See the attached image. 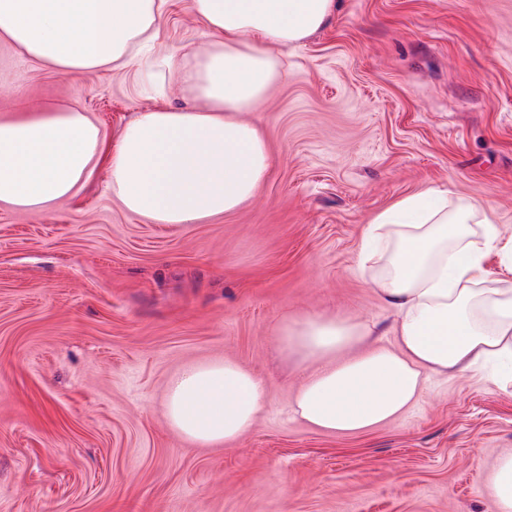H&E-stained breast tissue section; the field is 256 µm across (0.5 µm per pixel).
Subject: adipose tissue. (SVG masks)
<instances>
[{"mask_svg": "<svg viewBox=\"0 0 512 512\" xmlns=\"http://www.w3.org/2000/svg\"><path fill=\"white\" fill-rule=\"evenodd\" d=\"M167 0H0V40L65 76L120 72L145 52L191 99L139 114L113 135L73 107L23 109L0 118V202L37 209L74 196L107 164L123 206L155 224L186 226L237 211L262 188L267 141L242 120L288 76L278 47L302 42L333 16L336 0H190L211 38L176 59L156 46ZM472 206H449L427 188L382 210L366 226L360 269L378 272L395 312L394 346L344 359L371 335L364 322L312 316L282 324L278 349L314 365L292 413L328 433L353 434L395 421L429 376L463 373L495 358L512 373V287L485 288V258L499 253L512 275V240L492 222L479 238ZM264 382L239 363L204 361L171 376L166 409L183 437L237 440L268 404Z\"/></svg>", "mask_w": 512, "mask_h": 512, "instance_id": "ef3b65f1", "label": "adipose tissue"}]
</instances>
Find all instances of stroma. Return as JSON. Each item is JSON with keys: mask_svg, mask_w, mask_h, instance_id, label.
I'll return each mask as SVG.
<instances>
[{"mask_svg": "<svg viewBox=\"0 0 512 512\" xmlns=\"http://www.w3.org/2000/svg\"><path fill=\"white\" fill-rule=\"evenodd\" d=\"M206 38L190 0H168L160 47ZM281 56L287 79L242 115L270 168L236 212L151 223L103 164L44 209L0 203V512H492L511 380L433 376L396 422L333 435L293 417L305 366L275 336L311 315L388 332L357 253L404 196L445 190L512 238V0H336ZM139 69L64 76L0 42V116L69 104L109 134L187 105L175 75L158 96ZM224 358L270 403L232 443L185 439L166 382Z\"/></svg>", "mask_w": 512, "mask_h": 512, "instance_id": "35a3bbf8", "label": "stroma"}]
</instances>
